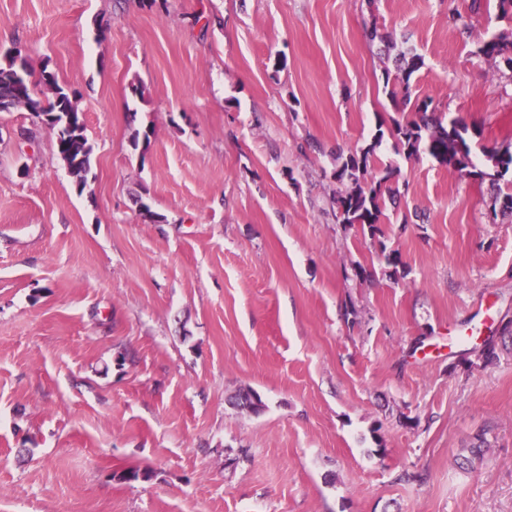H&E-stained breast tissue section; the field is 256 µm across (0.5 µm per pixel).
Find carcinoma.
<instances>
[{
  "label": "carcinoma",
  "instance_id": "obj_1",
  "mask_svg": "<svg viewBox=\"0 0 512 512\" xmlns=\"http://www.w3.org/2000/svg\"><path fill=\"white\" fill-rule=\"evenodd\" d=\"M512 34L501 32L492 36L477 49V54L497 58L502 67L512 73ZM392 66H384V88L395 108L410 110L406 119H380L371 143L348 154L336 156L334 177L347 185L332 201V209L339 224L359 225L374 237L380 233L379 224L385 217L387 204L395 203L399 189L391 182L394 171L374 169L376 148L384 137L394 140L404 154L412 157L424 150L441 163H450L464 176L488 182L494 190V199H503L502 213L512 215V192H503L500 181L512 169V151L496 149L484 151L485 168H478L472 160V147L467 138L468 128L456 119L444 124L437 115L430 98L412 100L410 80L421 65L422 58L414 50L400 49L391 59ZM0 107L25 108L32 113L42 112L51 117L50 128L73 126L71 133L55 139L56 154L77 178L87 184L91 171L92 146L85 131L78 125L79 110L74 96L59 85L55 74L42 70L39 85L28 79V67L22 50L17 48L5 54L0 61Z\"/></svg>",
  "mask_w": 512,
  "mask_h": 512
}]
</instances>
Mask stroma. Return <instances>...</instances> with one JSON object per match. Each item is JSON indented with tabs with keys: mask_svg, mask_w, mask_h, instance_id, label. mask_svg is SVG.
I'll list each match as a JSON object with an SVG mask.
<instances>
[{
	"mask_svg": "<svg viewBox=\"0 0 512 512\" xmlns=\"http://www.w3.org/2000/svg\"><path fill=\"white\" fill-rule=\"evenodd\" d=\"M497 14L0 0V57L74 91L93 147L81 189L30 112H0V512H512V341L476 352L512 320V216L388 138L382 240L331 207L337 152L395 113L374 26L477 164L512 149V75L476 53Z\"/></svg>",
	"mask_w": 512,
	"mask_h": 512,
	"instance_id": "35a3bbf8",
	"label": "stroma"
}]
</instances>
